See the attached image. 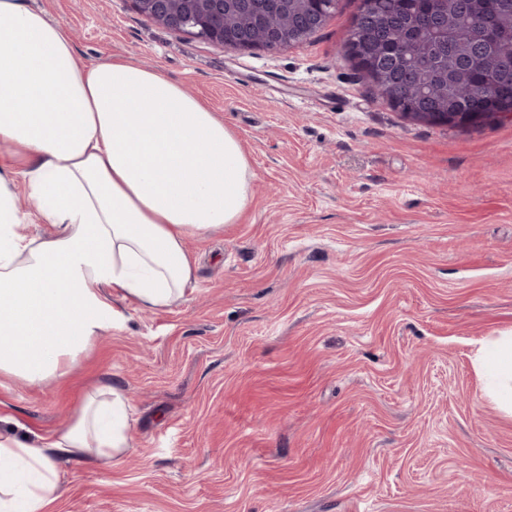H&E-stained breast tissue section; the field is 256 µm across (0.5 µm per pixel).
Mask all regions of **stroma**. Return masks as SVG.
<instances>
[{"label": "stroma", "mask_w": 512, "mask_h": 512, "mask_svg": "<svg viewBox=\"0 0 512 512\" xmlns=\"http://www.w3.org/2000/svg\"><path fill=\"white\" fill-rule=\"evenodd\" d=\"M27 2L84 60L183 85L253 172L239 221L186 239L185 300L124 303L64 383H0L39 434L97 382L127 396L132 451L63 464L53 512H512V417L474 365L512 333V115L433 126L378 99L342 52L360 0L276 53L130 0Z\"/></svg>", "instance_id": "obj_1"}]
</instances>
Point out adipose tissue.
<instances>
[{
  "label": "adipose tissue",
  "mask_w": 512,
  "mask_h": 512,
  "mask_svg": "<svg viewBox=\"0 0 512 512\" xmlns=\"http://www.w3.org/2000/svg\"><path fill=\"white\" fill-rule=\"evenodd\" d=\"M0 378L58 383L125 322L185 298L193 235L237 223L253 177L236 134L161 74L84 63L61 23L0 0ZM24 190L30 211L15 204ZM48 224L31 236L27 225ZM488 395L512 415V336L483 345ZM122 390L88 392L66 426L0 433V512H49L65 461L108 469L131 449Z\"/></svg>",
  "instance_id": "adipose-tissue-1"
}]
</instances>
